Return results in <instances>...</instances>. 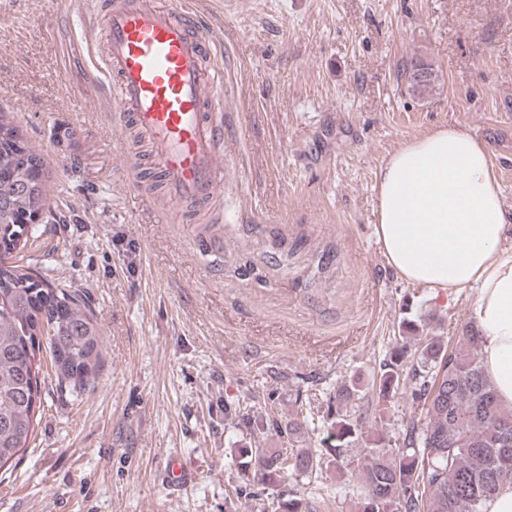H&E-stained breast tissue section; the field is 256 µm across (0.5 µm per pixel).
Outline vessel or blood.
Listing matches in <instances>:
<instances>
[{
    "label": "vessel or blood",
    "mask_w": 512,
    "mask_h": 512,
    "mask_svg": "<svg viewBox=\"0 0 512 512\" xmlns=\"http://www.w3.org/2000/svg\"><path fill=\"white\" fill-rule=\"evenodd\" d=\"M103 71L110 106L145 134L169 199L212 201L223 185L224 72L182 0H114Z\"/></svg>",
    "instance_id": "obj_1"
}]
</instances>
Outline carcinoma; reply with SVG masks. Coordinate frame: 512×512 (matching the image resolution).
I'll use <instances>...</instances> for the list:
<instances>
[{
  "instance_id": "obj_1",
  "label": "carcinoma",
  "mask_w": 512,
  "mask_h": 512,
  "mask_svg": "<svg viewBox=\"0 0 512 512\" xmlns=\"http://www.w3.org/2000/svg\"><path fill=\"white\" fill-rule=\"evenodd\" d=\"M429 78L410 81L407 91L429 95ZM47 177L40 155L0 110V468L28 447L41 404L37 356L46 351L58 386L80 395L99 371L103 344L93 313L75 291L59 288L13 262L36 228L27 214L45 208ZM480 335L466 326L447 343L436 336L417 342L413 353L397 347L373 375L371 387L355 383L336 389V417L323 449L298 448L291 458L265 448L238 449L239 464L257 466V477L271 483L293 460L295 471L315 474L323 456L344 461L361 430L351 418L356 402L370 392L387 409L401 385L412 384L413 403L423 423H410L403 445L390 448L377 437L362 464L357 512H482L483 503L505 482L512 483V409L502 406L478 354ZM415 362L407 365V360ZM244 424L264 429L275 413L256 422L247 408L236 407Z\"/></svg>"
}]
</instances>
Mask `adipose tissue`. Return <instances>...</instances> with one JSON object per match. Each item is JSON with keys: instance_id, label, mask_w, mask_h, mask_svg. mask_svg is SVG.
I'll use <instances>...</instances> for the list:
<instances>
[{"instance_id": "1", "label": "adipose tissue", "mask_w": 512, "mask_h": 512, "mask_svg": "<svg viewBox=\"0 0 512 512\" xmlns=\"http://www.w3.org/2000/svg\"><path fill=\"white\" fill-rule=\"evenodd\" d=\"M375 234L406 282L448 297L474 290L480 359L512 407V225L487 147L452 125L401 145L377 174Z\"/></svg>"}]
</instances>
